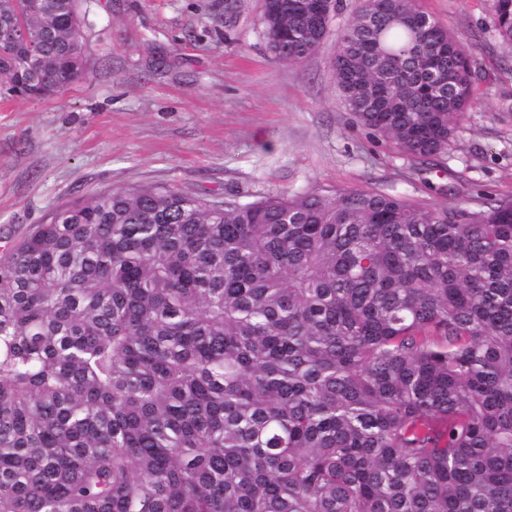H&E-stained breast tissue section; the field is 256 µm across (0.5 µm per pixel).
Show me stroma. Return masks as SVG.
I'll return each mask as SVG.
<instances>
[{
    "instance_id": "1",
    "label": "stroma",
    "mask_w": 512,
    "mask_h": 512,
    "mask_svg": "<svg viewBox=\"0 0 512 512\" xmlns=\"http://www.w3.org/2000/svg\"><path fill=\"white\" fill-rule=\"evenodd\" d=\"M473 49L472 103L438 165L356 125L332 60L363 0H341L304 64L276 60L262 0H80L86 80L0 97V254L74 198L164 184L248 202L377 190L434 207L512 199V42L492 0H416Z\"/></svg>"
}]
</instances>
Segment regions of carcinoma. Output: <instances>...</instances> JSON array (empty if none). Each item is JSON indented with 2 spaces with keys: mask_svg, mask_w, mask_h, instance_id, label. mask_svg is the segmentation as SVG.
Segmentation results:
<instances>
[{
  "mask_svg": "<svg viewBox=\"0 0 512 512\" xmlns=\"http://www.w3.org/2000/svg\"><path fill=\"white\" fill-rule=\"evenodd\" d=\"M278 2L265 37L302 64L322 29ZM22 21L0 91L85 77L77 0H0ZM471 54L415 0H365L333 69L427 161ZM0 512H512V199L150 185L56 210L0 257Z\"/></svg>",
  "mask_w": 512,
  "mask_h": 512,
  "instance_id": "obj_1",
  "label": "carcinoma"
}]
</instances>
